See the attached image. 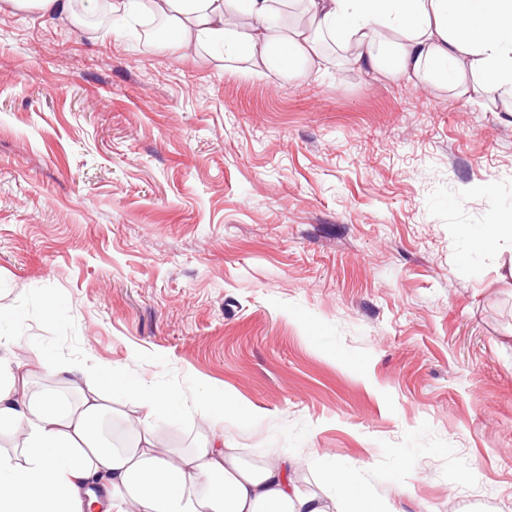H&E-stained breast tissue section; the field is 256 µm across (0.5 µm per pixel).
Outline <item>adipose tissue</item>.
I'll use <instances>...</instances> for the list:
<instances>
[{
  "mask_svg": "<svg viewBox=\"0 0 512 512\" xmlns=\"http://www.w3.org/2000/svg\"><path fill=\"white\" fill-rule=\"evenodd\" d=\"M295 1L303 21L283 24ZM144 8L174 20L186 41L223 44L228 58L314 74L329 39L384 76L450 83L468 97L494 87L512 112V0H146ZM17 347V338H0V434L20 448L0 452V512H386L347 471L328 470L341 494L323 498L301 492L297 461L245 462L213 424L232 401L211 390L196 403L204 438L183 450L150 424L171 393L126 382L136 409L128 436L113 443L102 430L112 412L111 368L89 356L42 361L73 396L64 406L28 389L33 352Z\"/></svg>",
  "mask_w": 512,
  "mask_h": 512,
  "instance_id": "ef3b65f1",
  "label": "adipose tissue"
}]
</instances>
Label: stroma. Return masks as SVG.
I'll use <instances>...</instances> for the list:
<instances>
[{"label": "stroma", "instance_id": "obj_1", "mask_svg": "<svg viewBox=\"0 0 512 512\" xmlns=\"http://www.w3.org/2000/svg\"><path fill=\"white\" fill-rule=\"evenodd\" d=\"M0 11V333L236 404L244 459L335 466L393 512H512V112Z\"/></svg>", "mask_w": 512, "mask_h": 512}]
</instances>
